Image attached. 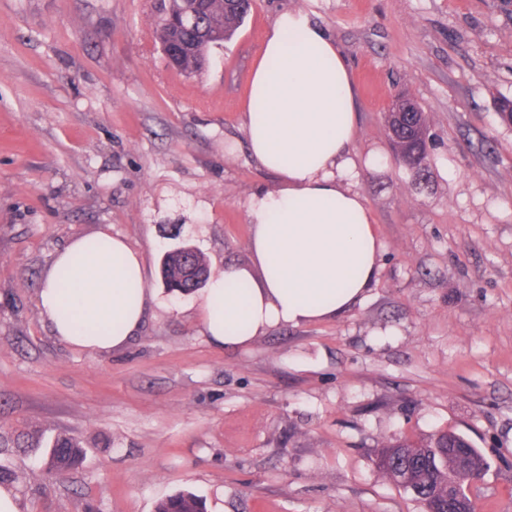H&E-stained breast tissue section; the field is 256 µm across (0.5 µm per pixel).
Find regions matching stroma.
<instances>
[{"label":"stroma","instance_id":"1","mask_svg":"<svg viewBox=\"0 0 512 512\" xmlns=\"http://www.w3.org/2000/svg\"><path fill=\"white\" fill-rule=\"evenodd\" d=\"M162 7L0 0V468L22 512H154L186 489L208 512H423L375 451L446 429L487 458L475 512H512V0H255L192 73L164 60ZM297 8L348 62L379 281L336 320L224 349L160 259L190 245L214 273L250 263L246 203L280 180L249 153L243 105ZM400 93L433 136L420 176L392 157ZM104 228L141 252L156 303L125 348L94 353L36 297L55 252ZM61 435L86 457L49 484Z\"/></svg>","mask_w":512,"mask_h":512}]
</instances>
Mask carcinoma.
I'll list each match as a JSON object with an SVG mask.
<instances>
[{"label": "carcinoma", "mask_w": 512, "mask_h": 512, "mask_svg": "<svg viewBox=\"0 0 512 512\" xmlns=\"http://www.w3.org/2000/svg\"><path fill=\"white\" fill-rule=\"evenodd\" d=\"M253 7V0H212V12H224V39H229L239 29L244 17ZM160 42H194L198 40V30L169 29L166 20L158 25ZM391 148L409 170L416 174L427 171L431 160V140L426 117L414 111L403 125L393 127ZM160 276L171 292L187 293L194 284L204 278L209 279L204 255L196 248H182L166 251L160 260ZM469 448L478 458L483 454L458 432L441 431L425 438L424 452L419 457L406 455L407 440L393 441L377 449L376 457L396 461L399 470L412 473L411 480L404 484L394 480V484L411 494L425 508V512L438 509L448 512L455 508L454 497L448 494V485L455 482L465 484L470 476L458 468V460L450 455V446ZM85 459V451L80 444L66 436H59L43 459L42 477L52 481L61 474L79 467ZM155 512H206L204 499L192 492H180L158 503Z\"/></svg>", "instance_id": "carcinoma-1"}]
</instances>
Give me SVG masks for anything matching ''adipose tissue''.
Listing matches in <instances>:
<instances>
[{
  "label": "adipose tissue",
  "instance_id": "obj_1",
  "mask_svg": "<svg viewBox=\"0 0 512 512\" xmlns=\"http://www.w3.org/2000/svg\"><path fill=\"white\" fill-rule=\"evenodd\" d=\"M283 63L271 77V61ZM263 116H254L256 105ZM253 158L282 180L278 192L251 195V262L228 264L209 281L200 302L203 334L236 349L278 326L331 320L363 304L378 280L382 243L353 157L354 86L345 58L303 9L283 12L269 28L253 64L243 107ZM122 256L113 264V256ZM70 267L69 283L59 271ZM248 280L246 296L227 284ZM68 292L74 315L58 311ZM38 307L56 336L91 352L120 349L139 331L154 301L142 256L106 231L72 239L42 277ZM118 323L109 336L95 326Z\"/></svg>",
  "mask_w": 512,
  "mask_h": 512
}]
</instances>
